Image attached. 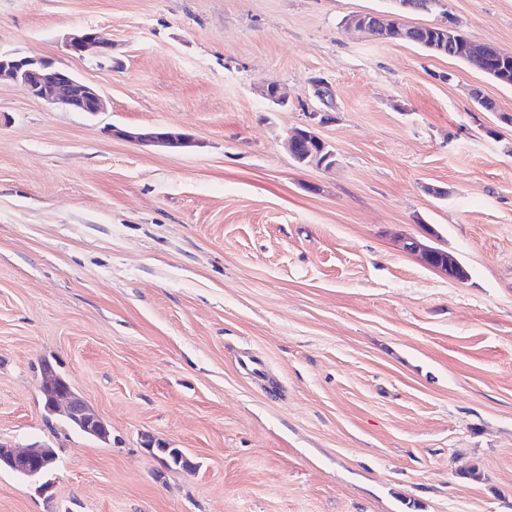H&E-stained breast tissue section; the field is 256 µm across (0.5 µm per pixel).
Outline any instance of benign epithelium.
<instances>
[{
	"mask_svg": "<svg viewBox=\"0 0 512 512\" xmlns=\"http://www.w3.org/2000/svg\"><path fill=\"white\" fill-rule=\"evenodd\" d=\"M397 10L385 17L375 14L355 15L347 24L369 35L381 29H399L404 24L402 12L411 8L409 0H394ZM65 48L72 56L82 57L93 51L99 56L111 57L112 43L101 37L92 28H83L65 38ZM5 76L22 86L30 95L48 103L76 112H102L106 104L100 93L90 85L82 83L68 70L58 69L49 59L38 56H13L0 54V77ZM265 97L277 106L288 104L289 95L286 87L272 81L264 86ZM124 138L151 143L165 148H186L193 144L191 136L166 128L118 131ZM322 141L315 128L307 125L287 134L285 147L290 154H295L302 146H309ZM403 251L418 256L426 265L433 266L435 248L421 243L414 237L402 239ZM44 379L41 393L47 411L59 415L64 420L74 422L87 431L97 430L101 419L92 412L85 399L75 392L70 383L57 375L52 366H43ZM0 459L3 467L26 477H34L53 469L57 454L52 448L38 445L20 449L11 444L0 446Z\"/></svg>",
	"mask_w": 512,
	"mask_h": 512,
	"instance_id": "benign-epithelium-1",
	"label": "benign epithelium"
}]
</instances>
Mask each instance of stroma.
Masks as SVG:
<instances>
[{
	"label": "stroma",
	"mask_w": 512,
	"mask_h": 512,
	"mask_svg": "<svg viewBox=\"0 0 512 512\" xmlns=\"http://www.w3.org/2000/svg\"><path fill=\"white\" fill-rule=\"evenodd\" d=\"M392 8L0 0L1 52L106 102L0 81V440L57 454L38 477L0 469V512H512V87L347 24ZM404 18L512 53V0ZM87 27L111 59L67 53ZM323 110L335 164L299 166L284 138ZM164 127L193 145L121 136ZM45 360L109 441L45 414ZM8 77L30 95L76 112H102L106 104L100 93L83 84L68 70L57 69L38 56L0 54V78ZM402 249L407 253L417 255L426 265L440 271L441 273L448 274L444 267L437 268L433 265L436 253L434 247L427 246L414 237H404L402 239ZM448 278L455 280L449 274Z\"/></svg>",
	"instance_id": "35a3bbf8"
}]
</instances>
